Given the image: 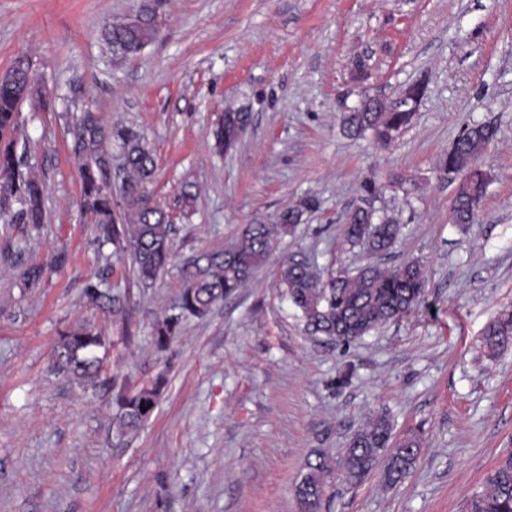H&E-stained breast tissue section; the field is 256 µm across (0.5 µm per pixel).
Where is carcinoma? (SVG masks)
Listing matches in <instances>:
<instances>
[{"instance_id":"obj_1","label":"carcinoma","mask_w":512,"mask_h":512,"mask_svg":"<svg viewBox=\"0 0 512 512\" xmlns=\"http://www.w3.org/2000/svg\"><path fill=\"white\" fill-rule=\"evenodd\" d=\"M102 39L113 55L126 59L137 56L139 48L154 42L156 35L150 24L133 25L123 17L103 28ZM424 93L423 85H410L396 98L400 105L392 109L364 94L355 111L344 113V129L352 137L369 133L377 143L388 144L415 116L402 105L404 95L421 100ZM33 97L40 99L43 92L31 82L30 65L19 58L0 75V215L36 229L46 221L44 185L17 155L16 140L21 105ZM72 120L70 151L79 161L81 209L96 224L100 243L123 255L129 262V274L140 287L150 288L171 263L175 232L169 212L157 201L141 206L131 200L134 195H147L145 186L156 169L154 151L143 133L128 127L113 130L120 148L117 169L122 174L124 194L120 206L112 196L106 170L97 161L99 127H86L78 116ZM238 121V113L230 110L224 114L214 130L218 149L228 151L237 145L241 137ZM497 133L489 123L469 126L441 159L444 172L466 173L450 208L451 223L462 230L475 222L486 194L489 174L477 161L495 142ZM316 206V200L307 197L278 213L271 222L246 225L233 243L201 251L184 261L178 267L177 304L152 327L156 349H168L187 321L207 316L218 302L246 287L270 259L278 239L293 234L304 215ZM400 231V220L393 210H360L347 214L343 239L352 247L382 255L393 247ZM46 272L43 265L31 264L23 269L20 279L24 287L36 288ZM278 282L300 310L311 335L343 345L409 315L424 299L427 277L423 264L412 260L394 267L368 265L354 275L337 272L324 278L308 258L284 254L279 260ZM85 296L115 317L125 315L120 298L96 285L86 288ZM484 344L491 353L512 347V311L502 313L487 327ZM107 350L101 332L81 324L61 336L54 349L53 368L85 390L104 386L112 392L113 428L126 447L151 418L166 379L159 375L141 386L117 388L102 378ZM420 447L418 435L395 437L389 414L377 412L349 438L341 459L342 478L357 486L380 468L385 482L396 484L414 467ZM332 473L331 463L322 454L306 461L294 487L299 512H320ZM467 512H512V452L498 460L482 490L470 497Z\"/></svg>"}]
</instances>
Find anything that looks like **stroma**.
<instances>
[{"label": "stroma", "mask_w": 512, "mask_h": 512, "mask_svg": "<svg viewBox=\"0 0 512 512\" xmlns=\"http://www.w3.org/2000/svg\"><path fill=\"white\" fill-rule=\"evenodd\" d=\"M141 8L155 12L157 39L111 63L103 27ZM357 55L368 60L358 86ZM19 57L51 93L82 83L77 109L92 113L105 152L118 150L115 126L146 134L158 162L147 190L177 215L175 261L312 197L316 210L279 251L323 274L355 271L371 258L344 244L342 221L365 180L399 175L411 193L385 192L401 234L380 261H420L427 286L409 316L339 345L306 333L272 259L157 351L151 328L176 302V270L142 288L99 248L62 110L25 101L18 145L45 185L47 219L34 230L0 218V512H297L306 460L339 459L381 410L396 436H421L414 468L398 484L377 472L357 488L332 474L326 512H464L512 451V348L483 344L512 307V0H0V74ZM418 81L425 97L398 139L346 135L342 113L360 92L393 99ZM230 104L249 122L220 154L212 132ZM480 123L498 135L463 232L448 221L457 183L439 161ZM31 263L52 269L28 290L19 275ZM103 279L127 318L86 299ZM80 323L106 337L117 384L167 377L127 447L116 445L110 395L51 370L60 334Z\"/></svg>", "instance_id": "obj_1"}]
</instances>
